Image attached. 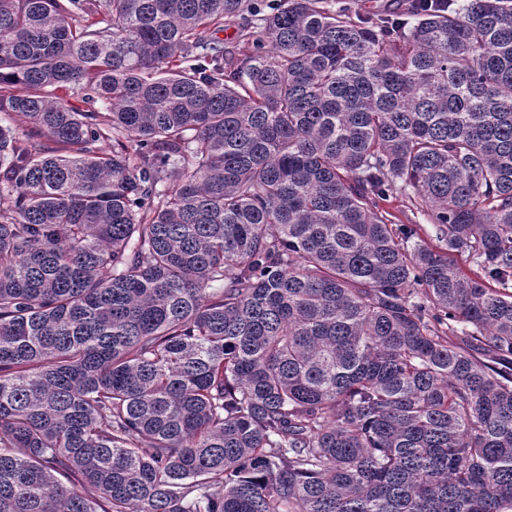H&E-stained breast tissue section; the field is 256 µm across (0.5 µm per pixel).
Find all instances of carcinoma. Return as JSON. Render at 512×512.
Masks as SVG:
<instances>
[{"label":"carcinoma","instance_id":"1","mask_svg":"<svg viewBox=\"0 0 512 512\" xmlns=\"http://www.w3.org/2000/svg\"><path fill=\"white\" fill-rule=\"evenodd\" d=\"M0 113V512H512V0H0ZM336 3V9L346 8L350 12L376 13L384 10H400L408 3V0H332ZM413 204L407 195L393 192L382 206L392 215L390 219L394 224H420L422 238L434 247L439 245L427 212H420Z\"/></svg>","mask_w":512,"mask_h":512}]
</instances>
